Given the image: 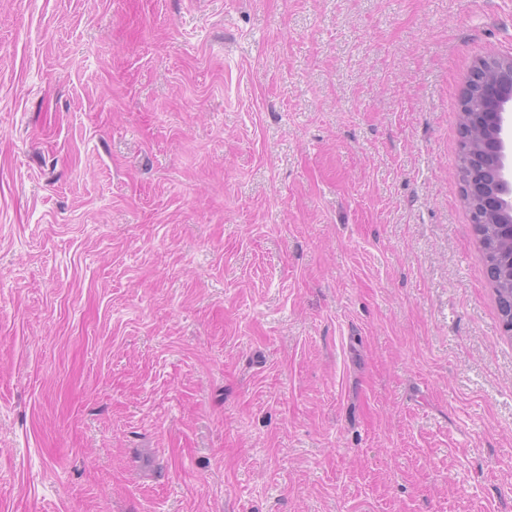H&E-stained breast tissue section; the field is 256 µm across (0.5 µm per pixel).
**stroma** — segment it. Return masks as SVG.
I'll return each instance as SVG.
<instances>
[{
  "instance_id": "1",
  "label": "stroma",
  "mask_w": 512,
  "mask_h": 512,
  "mask_svg": "<svg viewBox=\"0 0 512 512\" xmlns=\"http://www.w3.org/2000/svg\"><path fill=\"white\" fill-rule=\"evenodd\" d=\"M512 0H0V512H512L456 171Z\"/></svg>"
}]
</instances>
